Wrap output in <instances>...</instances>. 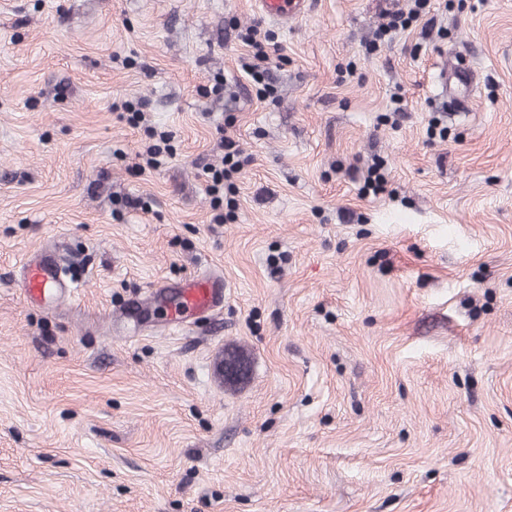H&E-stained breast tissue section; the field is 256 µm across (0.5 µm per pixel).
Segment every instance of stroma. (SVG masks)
Masks as SVG:
<instances>
[{
    "label": "stroma",
    "mask_w": 512,
    "mask_h": 512,
    "mask_svg": "<svg viewBox=\"0 0 512 512\" xmlns=\"http://www.w3.org/2000/svg\"><path fill=\"white\" fill-rule=\"evenodd\" d=\"M431 4L370 52L388 0H0V512H512V0ZM38 251L77 296L26 302ZM207 271L222 312L179 318ZM305 0H260L264 15L275 20L287 21L304 12ZM242 41L253 49L252 61L242 64V70L251 79L257 89V97L261 100H275V87L267 82L270 56L267 51L269 37L266 31L260 29L258 25L250 26L246 33L241 35ZM150 138L154 139L155 142L149 144L142 154H138L143 164L138 163L136 165L141 170H145L146 167L149 169H158L172 156L169 146L170 136L167 132L152 130ZM238 152L224 153V160L222 167L210 168L208 172L209 180L206 186V192L212 197L214 208L223 206L224 201V180L230 177L233 172L240 169L241 163L239 160H235V156Z\"/></svg>",
    "instance_id": "obj_1"
}]
</instances>
